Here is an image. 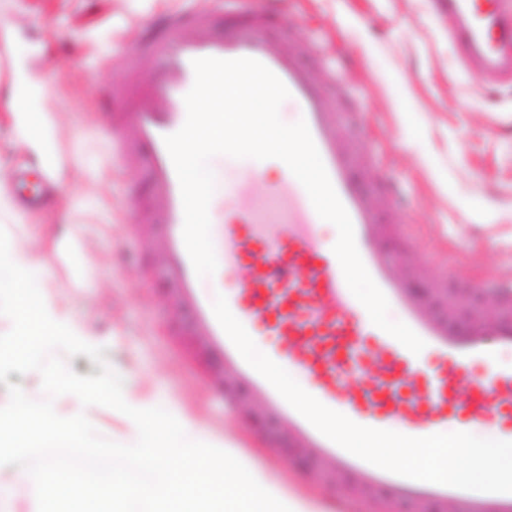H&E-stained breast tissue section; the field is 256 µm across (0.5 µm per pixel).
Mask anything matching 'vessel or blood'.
Instances as JSON below:
<instances>
[{
  "label": "vessel or blood",
  "instance_id": "vessel-or-blood-1",
  "mask_svg": "<svg viewBox=\"0 0 512 512\" xmlns=\"http://www.w3.org/2000/svg\"><path fill=\"white\" fill-rule=\"evenodd\" d=\"M454 24L448 39L464 64L483 82L512 77V0H436ZM288 26H274L262 9L175 10L167 33L147 43L161 55L154 78L115 81L107 95L106 123L112 158L140 171L147 197L133 199L134 233L150 239L160 259L161 281L194 335L214 362L212 386L225 414L247 406L260 411L299 449L331 475L410 507L436 512H512V494L482 493L404 478L348 453L319 433L241 357L212 311L214 292L199 286L183 241L180 183L163 138L186 120L184 97L194 83L192 61L202 57H249L286 85L305 119L331 183L346 208L361 258L386 295L391 310L426 346L412 354L376 327L349 290L322 220L285 163L270 160L278 174L274 203L254 193L257 172L240 175L234 203L210 227L218 273L237 285L223 289L233 315L259 350L329 408L354 422L423 437L485 429L512 441V289L493 314L458 323L455 312L437 310L412 285V262L395 249L401 225L392 223L394 188L363 176V154L350 140L346 112L336 100V62L296 49ZM14 192L36 208L45 188L29 170H16Z\"/></svg>",
  "mask_w": 512,
  "mask_h": 512
}]
</instances>
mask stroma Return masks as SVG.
<instances>
[{
    "label": "stroma",
    "mask_w": 512,
    "mask_h": 512,
    "mask_svg": "<svg viewBox=\"0 0 512 512\" xmlns=\"http://www.w3.org/2000/svg\"><path fill=\"white\" fill-rule=\"evenodd\" d=\"M179 0H0L12 17L16 72L36 82L29 109L51 120L64 158L56 180L70 184L72 203L53 222L32 210L0 219L9 240L29 243L49 260L57 302L101 340L106 362L133 397L174 404L204 433L253 465L273 471L302 497L326 500L345 485L327 478L285 440L266 432L260 416H225L208 389L212 363L190 335L167 288L152 287L147 241L129 227V197L145 194L136 171L114 170L100 113L113 80L152 77L159 58L139 51L166 23ZM298 48L338 58L367 114L360 145L366 172L400 179L405 195L394 211L402 244L424 262L414 279L440 302L441 284L459 281L496 293L512 276V81L488 85L468 74L448 41L450 18L433 0H280ZM14 120L0 112V180L33 166ZM224 183L212 207L228 206L238 173L256 170L269 194L276 174L266 162L214 156Z\"/></svg>",
    "instance_id": "obj_1"
}]
</instances>
